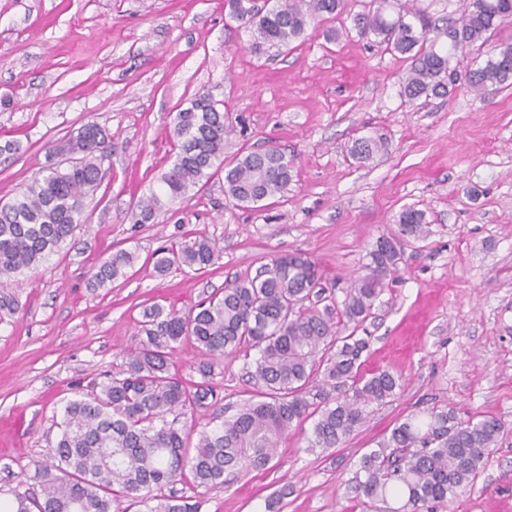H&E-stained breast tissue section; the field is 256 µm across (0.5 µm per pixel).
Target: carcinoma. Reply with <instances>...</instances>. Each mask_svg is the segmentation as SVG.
Listing matches in <instances>:
<instances>
[{
  "instance_id": "carcinoma-1",
  "label": "carcinoma",
  "mask_w": 512,
  "mask_h": 512,
  "mask_svg": "<svg viewBox=\"0 0 512 512\" xmlns=\"http://www.w3.org/2000/svg\"><path fill=\"white\" fill-rule=\"evenodd\" d=\"M386 0L356 15L362 37H374L411 61L403 92L410 101L452 92L459 78L457 53L486 44L502 26L512 23V0H461L459 16L440 28L421 11L399 4L396 16L384 14ZM230 17L256 27L264 45L286 46L301 38L310 24L347 12L349 0H275L262 10L256 0H227ZM470 89L485 96L512 85V44L499 45L484 66L466 76ZM224 110L208 92L176 113L172 135L177 152L158 180V188L138 201L136 224L178 202L193 188L224 171V194L243 207L287 190L293 161L277 149L242 151L224 163ZM385 144L373 137L356 139L353 158L365 162ZM67 155L50 163L24 188L0 203V322L20 311L8 286L12 274L36 268L87 223L84 202L101 182L111 156L109 137L95 123L52 149ZM400 235L381 236L368 252L365 274L345 288L337 303L325 296L317 265L296 252L271 260L255 277L224 290L182 312L155 306L144 313L138 347L120 370L93 383L85 397L67 402L62 431L46 457L36 462L32 480L39 492L11 491L8 512H114L130 499L156 505L147 512H200V502L164 493L190 475L199 486L224 483L238 467L263 470L288 431L317 416L311 448H334L367 417V408L382 405L401 389L399 376L388 370L361 372L360 358L368 337L357 335L401 262V237L425 233L423 213L406 209L399 217ZM220 252L217 243L193 236L155 253L154 268L198 271ZM135 253L110 254L91 277L103 288L125 275ZM309 306H304V303ZM189 341L204 356L197 367L202 381L187 386L170 373L176 345ZM243 348L257 351L247 371L258 399L241 406L220 427L199 434L189 453V434L165 419L206 406L215 396L209 385L214 364ZM339 395L308 399L313 378ZM503 423L492 417L461 421L453 409L431 411L425 420L410 416L397 423L377 448L365 454L349 489L370 502L403 500L389 512H434L472 483Z\"/></svg>"
}]
</instances>
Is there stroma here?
Here are the masks:
<instances>
[{
	"instance_id": "1",
	"label": "stroma",
	"mask_w": 512,
	"mask_h": 512,
	"mask_svg": "<svg viewBox=\"0 0 512 512\" xmlns=\"http://www.w3.org/2000/svg\"><path fill=\"white\" fill-rule=\"evenodd\" d=\"M364 9L355 0L330 20L336 41L310 28L256 52L253 28L224 0H0V146L15 145L0 155V198L86 123L112 144L87 224L12 280L21 308L0 322V490L31 488L64 404L125 363L146 309L188 310L293 252L343 299L378 237L398 233L412 208L426 232L402 239L399 270L363 324L362 368L400 375L395 398L370 406L338 447H309L306 422L267 469L216 487L186 478L173 491L200 500L201 512H373L348 488L361 457L397 422L451 407L464 420L497 418L504 431L474 482L437 512H512V88L481 97L462 80L448 96L409 102L410 62L359 36L352 17ZM200 91L224 105L225 158L274 147L293 159V180L242 208L218 175L134 223L133 206L173 155V118ZM374 134L385 151L358 162L350 145ZM198 234L219 245L215 264L155 272L157 250ZM119 248L137 254L134 266L91 288ZM246 363L241 352L218 361L215 398L186 417L194 431L251 398Z\"/></svg>"
}]
</instances>
